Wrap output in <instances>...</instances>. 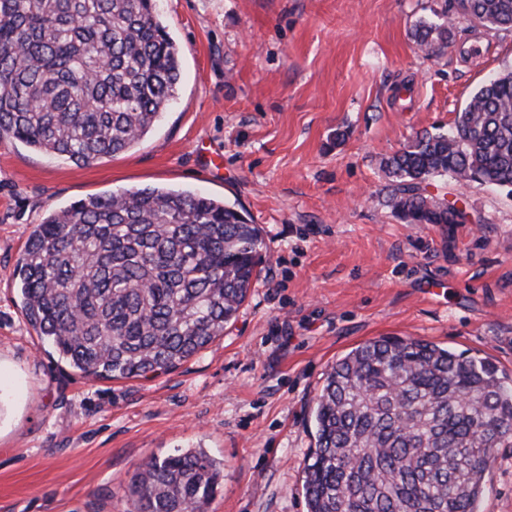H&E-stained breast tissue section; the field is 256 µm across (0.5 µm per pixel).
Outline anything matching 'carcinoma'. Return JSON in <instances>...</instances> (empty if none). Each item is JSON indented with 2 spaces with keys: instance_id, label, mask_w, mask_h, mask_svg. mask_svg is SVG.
I'll return each instance as SVG.
<instances>
[{
  "instance_id": "obj_1",
  "label": "carcinoma",
  "mask_w": 512,
  "mask_h": 512,
  "mask_svg": "<svg viewBox=\"0 0 512 512\" xmlns=\"http://www.w3.org/2000/svg\"><path fill=\"white\" fill-rule=\"evenodd\" d=\"M454 15L512 29V0ZM452 15V16H454ZM411 37L448 45L453 19ZM181 49L153 0H0V139L87 166L126 152L177 99ZM406 224L448 232L436 178L512 189V70L485 81L453 126L381 162ZM265 240L242 210L167 188L95 195L29 235L15 276L29 325L86 377L167 371L233 322ZM308 512H476L492 450L512 445V378L484 358L382 337L336 361L315 398ZM221 463L202 449L138 464L137 512H208Z\"/></svg>"
}]
</instances>
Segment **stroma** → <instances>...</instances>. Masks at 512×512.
<instances>
[{
	"instance_id": "stroma-1",
	"label": "stroma",
	"mask_w": 512,
	"mask_h": 512,
	"mask_svg": "<svg viewBox=\"0 0 512 512\" xmlns=\"http://www.w3.org/2000/svg\"><path fill=\"white\" fill-rule=\"evenodd\" d=\"M453 0H156L181 88L135 148L78 167L0 141V512H136V464L202 449L224 464L209 512H307L313 401L336 360L398 336L512 377V191L436 179L473 222L444 236L385 201L382 157L448 129L512 29L458 20L447 48L411 29ZM144 187L241 205L263 271L223 336L151 379H92L28 324L13 271L48 213ZM480 512H512V447Z\"/></svg>"
}]
</instances>
